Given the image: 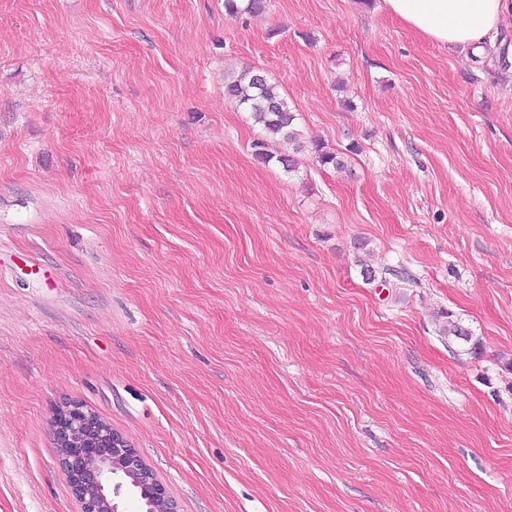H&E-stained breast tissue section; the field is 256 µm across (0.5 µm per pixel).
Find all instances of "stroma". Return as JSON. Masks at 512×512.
<instances>
[{"instance_id": "obj_1", "label": "stroma", "mask_w": 512, "mask_h": 512, "mask_svg": "<svg viewBox=\"0 0 512 512\" xmlns=\"http://www.w3.org/2000/svg\"><path fill=\"white\" fill-rule=\"evenodd\" d=\"M378 4L0 0V512H79L65 398L179 512H512V15ZM249 66L343 168L255 159ZM384 9L420 36L472 53L512 14L511 0H382ZM439 331L442 336L448 338L449 343H456L462 346L463 343H470L472 341V334L466 329L458 318H455L454 314L450 311L441 312Z\"/></svg>"}]
</instances>
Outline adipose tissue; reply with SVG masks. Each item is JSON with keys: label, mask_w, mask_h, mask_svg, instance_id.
Segmentation results:
<instances>
[{"label": "adipose tissue", "mask_w": 512, "mask_h": 512, "mask_svg": "<svg viewBox=\"0 0 512 512\" xmlns=\"http://www.w3.org/2000/svg\"><path fill=\"white\" fill-rule=\"evenodd\" d=\"M383 7L425 39L474 53L512 14V0H383Z\"/></svg>", "instance_id": "obj_1"}]
</instances>
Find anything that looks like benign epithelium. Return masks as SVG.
<instances>
[{
  "instance_id": "obj_1",
  "label": "benign epithelium",
  "mask_w": 512,
  "mask_h": 512,
  "mask_svg": "<svg viewBox=\"0 0 512 512\" xmlns=\"http://www.w3.org/2000/svg\"><path fill=\"white\" fill-rule=\"evenodd\" d=\"M59 467L80 512H120L135 488L143 512H178L167 487L126 438L78 402H66L51 421Z\"/></svg>"
}]
</instances>
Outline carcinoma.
<instances>
[{
    "mask_svg": "<svg viewBox=\"0 0 512 512\" xmlns=\"http://www.w3.org/2000/svg\"><path fill=\"white\" fill-rule=\"evenodd\" d=\"M267 7L266 0H224V8L230 13H247L253 16L262 14ZM259 69L249 67L236 77L224 80V95L235 102L239 108L251 113L254 122L260 125L265 138L253 144L254 156L268 163H279L285 171L292 172L297 167L295 155L307 151L318 158L323 165L335 168L344 166L343 160L324 143L307 140L297 126V114L288 105L279 86L266 78L257 81ZM280 140L288 144L290 151H272L270 144ZM439 331L448 338V343H470L472 334L450 311L440 315Z\"/></svg>",
    "mask_w": 512,
    "mask_h": 512,
    "instance_id": "obj_1",
    "label": "carcinoma"
}]
</instances>
